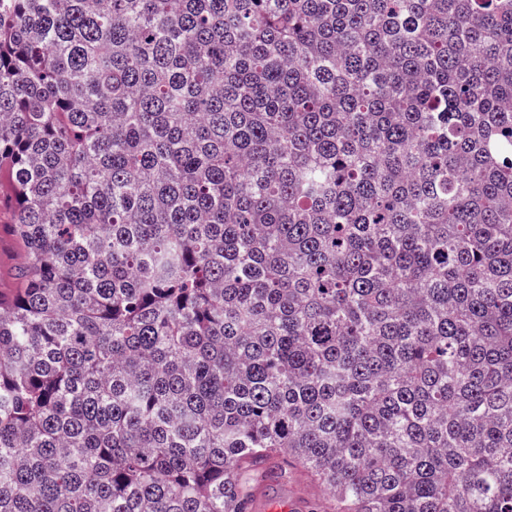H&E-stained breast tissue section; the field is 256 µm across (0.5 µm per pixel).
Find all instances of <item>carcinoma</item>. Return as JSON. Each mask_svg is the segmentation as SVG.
Wrapping results in <instances>:
<instances>
[{
  "instance_id": "carcinoma-1",
  "label": "carcinoma",
  "mask_w": 512,
  "mask_h": 512,
  "mask_svg": "<svg viewBox=\"0 0 512 512\" xmlns=\"http://www.w3.org/2000/svg\"><path fill=\"white\" fill-rule=\"evenodd\" d=\"M0 512H512V0H0ZM10 188L4 179L0 185V293L9 295L20 288L15 276L16 267L24 255V247L11 231L14 210L9 203ZM276 465L267 467L272 473L259 472L260 493L253 512H267L265 506L273 501L289 500L299 508L297 512H322L325 493L323 488L288 466L287 485L281 481L280 471Z\"/></svg>"
}]
</instances>
